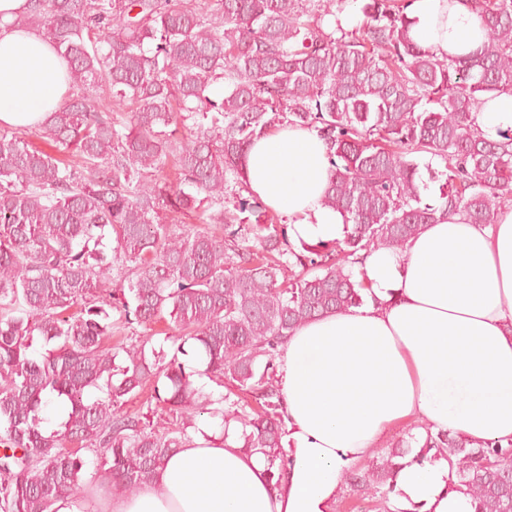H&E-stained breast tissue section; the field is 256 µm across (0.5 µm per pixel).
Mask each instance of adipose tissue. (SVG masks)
Returning <instances> with one entry per match:
<instances>
[{
    "mask_svg": "<svg viewBox=\"0 0 512 512\" xmlns=\"http://www.w3.org/2000/svg\"><path fill=\"white\" fill-rule=\"evenodd\" d=\"M27 0H0V127H32L60 104L67 64L37 32L16 27ZM410 35L440 56L465 57L485 31L463 0H412ZM485 138L512 128V94L473 113ZM254 197L287 218L294 241L342 238L322 203L333 172L316 130L283 124L254 140L243 161ZM373 297L301 325L283 347L282 411L291 464L271 480L236 428L193 431L134 494L64 499L58 512H333L345 470L373 456L391 428L422 421L472 445L512 440V209L496 223L462 215L430 224L402 248L365 255ZM451 465L405 462L403 503L422 512H474L450 489Z\"/></svg>",
    "mask_w": 512,
    "mask_h": 512,
    "instance_id": "adipose-tissue-1",
    "label": "adipose tissue"
}]
</instances>
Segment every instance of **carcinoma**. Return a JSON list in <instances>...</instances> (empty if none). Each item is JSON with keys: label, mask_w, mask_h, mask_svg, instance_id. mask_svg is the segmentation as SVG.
<instances>
[{"label": "carcinoma", "mask_w": 512, "mask_h": 512, "mask_svg": "<svg viewBox=\"0 0 512 512\" xmlns=\"http://www.w3.org/2000/svg\"><path fill=\"white\" fill-rule=\"evenodd\" d=\"M465 2L485 41L460 59L413 41L405 0H361V22L339 37L322 24L335 0H29L14 24L61 52L73 93L34 127L47 151L0 127V512L80 498L84 450L102 482L134 494L204 414L237 422L270 477L284 473L288 336L364 303L354 265L365 254L450 215L494 224L512 207V129L488 140L472 119L512 94V0ZM219 79L217 101L207 91ZM102 84L105 104L92 95ZM283 123L328 145L323 204L342 216L343 239L297 252L281 219L245 195L247 150ZM423 156L443 165L433 201ZM170 158L173 186L159 181ZM164 209L221 233L178 232ZM135 324L148 334L118 364L107 341ZM196 375L225 386L224 407ZM147 388V412L124 411ZM49 397L66 415L48 433ZM424 430L391 443L352 478L356 491L375 497L417 447L414 462L448 458L475 512H512V443Z\"/></svg>", "instance_id": "obj_1"}]
</instances>
